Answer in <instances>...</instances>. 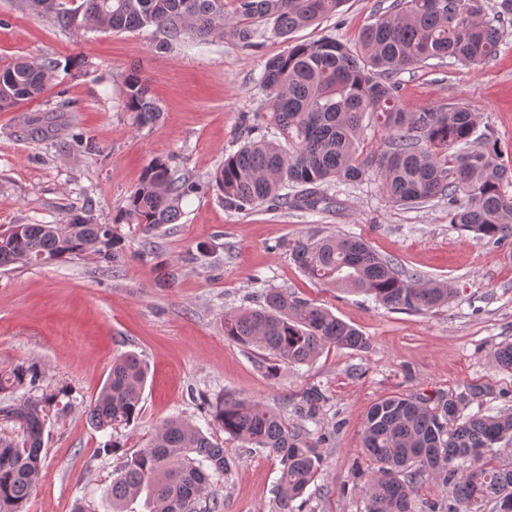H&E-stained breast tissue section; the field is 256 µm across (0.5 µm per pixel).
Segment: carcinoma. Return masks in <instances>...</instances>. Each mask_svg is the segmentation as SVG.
Returning a JSON list of instances; mask_svg holds the SVG:
<instances>
[{"label": "carcinoma", "instance_id": "carcinoma-1", "mask_svg": "<svg viewBox=\"0 0 512 512\" xmlns=\"http://www.w3.org/2000/svg\"><path fill=\"white\" fill-rule=\"evenodd\" d=\"M28 0L65 26L79 24L124 31L153 27L157 50L186 40L211 38L249 43L257 24L273 20L280 36L320 22L345 0ZM483 0H394L388 14L368 24L355 51L332 37L294 44L269 59L260 86L268 96L264 127L224 158L214 182L224 200L243 208L274 202L311 212L328 207V184L358 185L381 180L388 198L419 207L448 201V223L496 246L512 242V186L504 151L478 133L465 106L407 112L396 94L393 74L407 66L449 58L464 65L497 55L502 36L482 19ZM54 62L18 61L0 70V111L40 97ZM132 124L154 122L160 112L146 84L135 75L124 82ZM388 135L386 149L360 147L364 119ZM200 185L152 160L131 192L124 218L153 232L173 224L183 198ZM123 239L112 224H96L81 208L67 224H14L0 233V267L53 263L92 254L111 267L119 262ZM294 263L309 279L332 288L371 296L389 310L423 312L452 300L457 290L431 283L379 256L359 236H299L289 244ZM224 337L267 353L278 362L306 365L326 346L361 350L363 334L331 311L281 288H268L260 304L224 314ZM496 365L512 372V344L494 353ZM147 371L134 354L112 363L97 398L86 409L98 431L133 424L140 413ZM70 396L62 386H43L34 363L0 370V512H24L41 478L44 425ZM327 401L322 389L306 388L295 403L302 421L290 426L273 409L224 397L211 405L213 422L224 433L280 462L277 512H296L323 466L320 423ZM452 392L383 397L368 410L363 449L371 463L354 473L365 478L364 512H512V412L464 414ZM235 459L200 428L179 419L165 421L150 444L125 455L112 480V512L145 496L148 512H192L201 499L218 512L213 478L228 474ZM441 483L442 498L420 506L416 487Z\"/></svg>", "mask_w": 512, "mask_h": 512}]
</instances>
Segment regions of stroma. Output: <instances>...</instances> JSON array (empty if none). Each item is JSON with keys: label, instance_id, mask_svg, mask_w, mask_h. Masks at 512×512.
Here are the masks:
<instances>
[{"label": "stroma", "instance_id": "stroma-1", "mask_svg": "<svg viewBox=\"0 0 512 512\" xmlns=\"http://www.w3.org/2000/svg\"><path fill=\"white\" fill-rule=\"evenodd\" d=\"M390 2L345 0L288 39L268 22L249 44L217 39L158 51L149 28H67L22 0H0V69L20 58L59 64L39 98L0 112V227L64 224L88 204L95 223L116 225L125 240L109 271L91 255L0 268V369L34 362L47 383L73 391L70 406L46 424L44 468L25 512H112L107 493L121 460L97 455L109 435L89 424L86 408L123 353L142 359L149 378L140 415L118 440L132 452L147 447L173 417L210 433L238 460L214 482L222 512H274L280 464L213 425L209 405L218 398L268 404L293 426L302 391L325 390V464L304 512H363L352 464L377 399L449 391L468 397L469 413L512 408V373L493 360L498 346L512 344V245L495 247L454 229L446 203L395 205L375 177L352 188L330 186L331 203L315 216L266 203L239 209L210 184L247 136L243 117L262 121L266 61L290 42L325 36L357 47L360 31ZM499 27L503 44L488 61L418 65L394 82L408 111L469 108L512 164V13L501 15ZM132 73L161 109L142 128L125 107ZM46 117L60 127L51 138L34 132ZM76 133L90 137L93 149L73 142ZM156 157L202 189L182 200L176 223L148 234L118 217ZM310 233L363 237L379 255L449 282L457 294L448 306L402 313L311 282L288 251L291 240ZM269 286L329 309L358 328L368 348L330 347L310 364H281L267 374L256 351L225 339L222 321Z\"/></svg>", "mask_w": 512, "mask_h": 512}]
</instances>
